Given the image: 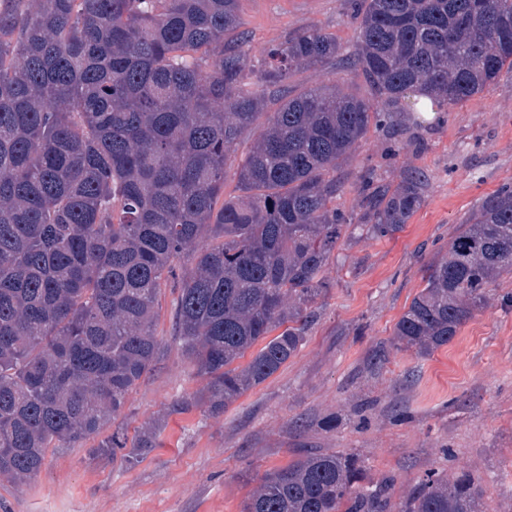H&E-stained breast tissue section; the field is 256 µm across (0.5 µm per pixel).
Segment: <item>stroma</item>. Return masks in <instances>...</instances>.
Here are the masks:
<instances>
[{"mask_svg":"<svg viewBox=\"0 0 512 512\" xmlns=\"http://www.w3.org/2000/svg\"><path fill=\"white\" fill-rule=\"evenodd\" d=\"M239 17L252 57L304 30L347 48L357 37L343 0H240ZM290 83L369 93L340 58ZM373 103L383 122L337 169V211L361 212L357 183L370 169L393 185L422 174L423 202L395 235L343 234L326 270L331 286L298 353L222 418L200 408L169 414L205 381L173 336L175 295L163 290L159 359L117 419L131 439L163 419L156 447L132 467L90 458L84 447L49 449L29 483L0 478V512H240L255 480L302 448L358 457L369 477L386 482L389 512L429 472L469 475L483 489V512H512V277L431 356L392 346L431 259L447 253L486 194L512 185V72L453 109Z\"/></svg>","mask_w":512,"mask_h":512,"instance_id":"obj_1","label":"stroma"}]
</instances>
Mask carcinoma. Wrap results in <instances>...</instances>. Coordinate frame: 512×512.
<instances>
[{
	"label": "carcinoma",
	"instance_id": "obj_1",
	"mask_svg": "<svg viewBox=\"0 0 512 512\" xmlns=\"http://www.w3.org/2000/svg\"><path fill=\"white\" fill-rule=\"evenodd\" d=\"M349 69L373 94L458 106L512 71V0H347ZM239 0H0V477L20 485L49 448L94 441L134 466L114 424L155 366L159 297L206 384L170 414L224 415L304 345L347 218L336 168L379 122L370 100L288 85L340 52L302 31L248 64ZM278 103L258 125L269 100ZM258 134L224 196L228 161ZM355 228L399 231L422 176L362 180ZM512 275V186L487 194L395 325L393 347L431 355ZM243 367L234 363L252 348ZM351 454L302 450L265 473L241 512H388ZM466 474H427L400 512H482Z\"/></svg>",
	"mask_w": 512,
	"mask_h": 512
}]
</instances>
